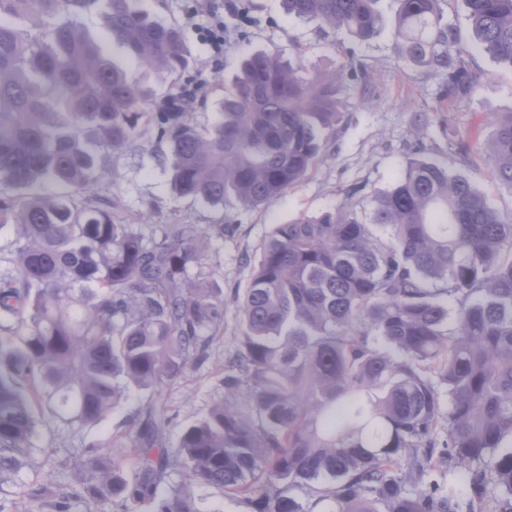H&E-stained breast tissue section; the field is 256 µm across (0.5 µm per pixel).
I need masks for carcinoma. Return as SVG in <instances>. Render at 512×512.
Listing matches in <instances>:
<instances>
[{
  "instance_id": "obj_1",
  "label": "carcinoma",
  "mask_w": 512,
  "mask_h": 512,
  "mask_svg": "<svg viewBox=\"0 0 512 512\" xmlns=\"http://www.w3.org/2000/svg\"><path fill=\"white\" fill-rule=\"evenodd\" d=\"M379 0H282L293 18L361 39ZM405 64L443 77L424 118L482 83L444 20L447 0H397ZM475 46L512 67V0H464ZM85 0H0V488L34 464L47 413L93 426L132 390L153 391L205 356L224 289L192 224L151 237L96 188L146 134L165 143L174 192L213 207L285 195L336 135L353 51L306 74L274 51L245 55L200 125L154 112L79 17ZM107 34L181 92V30L139 0H104ZM486 173L512 189V112L491 123ZM406 162L370 210L276 224L236 298L239 345L207 415L166 446L149 401L119 447L84 449L51 512H209L216 486L253 512H512V217L474 181L424 157ZM25 196L19 201V196ZM464 474L466 490L456 489Z\"/></svg>"
}]
</instances>
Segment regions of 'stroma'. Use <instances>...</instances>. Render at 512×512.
I'll list each match as a JSON object with an SVG mask.
<instances>
[{
    "label": "stroma",
    "instance_id": "1",
    "mask_svg": "<svg viewBox=\"0 0 512 512\" xmlns=\"http://www.w3.org/2000/svg\"><path fill=\"white\" fill-rule=\"evenodd\" d=\"M140 5L157 21L181 29L190 56L182 84L200 75L207 80L205 89L187 102L188 112L198 123L208 124L217 118L218 102L238 61L255 50H273L285 58L300 57L309 70L333 68L344 62L350 50L355 62L364 66L370 85L365 93L356 84L344 89L336 138L328 143L315 168L298 187L259 207L244 208L229 201L218 208L178 197L168 170L158 162L155 139L147 136L115 161L111 181L102 185L100 199L111 200L113 213L125 223L143 219L152 227L193 224L210 238L206 262L224 290V324L215 332L206 360L192 364L183 376L157 392L172 417L167 445L174 448L184 428L203 418L222 392L224 365L234 354L240 336V316L233 295L248 287L260 245L273 225L340 207L356 211L369 208L372 197L386 189L403 169L418 138L426 144L429 158L474 177L495 208L505 214L512 212V190L479 173L484 165L481 146L489 137V118L498 112H512V69L485 53H472L469 64L474 71L485 74V81L476 94L450 112L447 126L431 123L418 136L411 119L414 113L434 104L442 80L402 61L390 26L395 19L396 0H379L387 24L364 41L345 30L325 31L288 17L281 0H245L251 21L245 25L225 17L227 40L220 57L197 35L210 19L198 11L196 0H140ZM456 130L474 133L469 142L471 164L466 168L459 166L448 149V138ZM216 224L223 225V236L214 235L212 227ZM146 399L144 393L131 392L110 417L82 429L74 439L66 438L64 429L55 424L42 426L40 445L45 452L39 455L35 468L22 470L14 486L0 492V512H28L30 504L24 489L42 483L44 474L57 472L59 463L74 448L111 445L128 429Z\"/></svg>",
    "mask_w": 512,
    "mask_h": 512
}]
</instances>
